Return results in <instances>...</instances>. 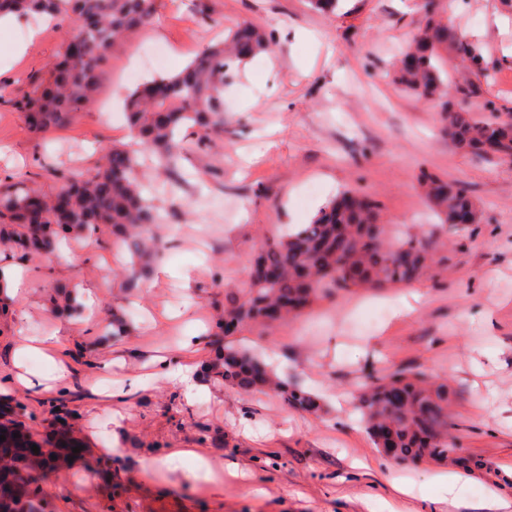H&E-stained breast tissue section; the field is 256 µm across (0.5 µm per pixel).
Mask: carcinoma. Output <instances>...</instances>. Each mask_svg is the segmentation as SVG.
<instances>
[{
    "mask_svg": "<svg viewBox=\"0 0 512 512\" xmlns=\"http://www.w3.org/2000/svg\"><path fill=\"white\" fill-rule=\"evenodd\" d=\"M412 41L404 56L419 51V65L406 70L394 65L401 90L441 103L442 130L459 149L480 159L512 161V114L502 113L486 97L480 116L471 100L481 85L465 81L456 98L446 99L448 59L469 63L484 75L482 54L472 42L448 27L436 0H425ZM154 0H0V18L48 16L63 31L59 61L34 72L28 89L13 106L28 116L32 130L42 134L68 122L75 109L94 100L100 69L112 45L128 33L146 27ZM272 33L247 23L229 32L224 41L203 48L179 73L161 75L128 94L127 121L137 148L109 149L103 162L89 173H55L56 193L16 180L0 186V242L23 254L52 248L57 232L83 234L97 224L112 225V235L127 248L130 260L123 277L136 288L150 275L149 259L158 251L153 228L168 221L145 196L146 172L140 153L150 152L159 170H175L186 154L177 140L183 126L203 136L224 132V85L228 71L267 52ZM427 198L439 223L468 211L479 222V211L467 185L452 179L426 180ZM437 246L423 236L390 229L379 221L376 202L350 189L318 209L311 221L286 230L262 248L254 270L240 288L224 289V313L210 327L212 343L221 346L206 366L208 376L242 392H273L293 408L317 414L319 400L294 380L277 376L239 333L269 326L268 312L281 309L280 319L300 315L323 299L358 288L406 287L417 282L434 262ZM281 275L268 280L265 270ZM457 392L448 381L418 371L395 369L370 374L360 388L356 408L382 455L400 466L424 462L451 463L464 470L495 474L484 460L464 458L448 415ZM0 512H45L43 497L31 489L15 464L25 462L32 473L51 458L34 462V442L0 429Z\"/></svg>",
    "mask_w": 512,
    "mask_h": 512,
    "instance_id": "obj_1",
    "label": "carcinoma"
}]
</instances>
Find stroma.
Masks as SVG:
<instances>
[{
    "instance_id": "obj_1",
    "label": "stroma",
    "mask_w": 512,
    "mask_h": 512,
    "mask_svg": "<svg viewBox=\"0 0 512 512\" xmlns=\"http://www.w3.org/2000/svg\"><path fill=\"white\" fill-rule=\"evenodd\" d=\"M417 4L341 0L328 20L308 0H155L154 21L112 46L96 103L65 125L37 136L0 104V179L22 177L50 194L55 172L92 170L107 149L133 145L122 100L153 76L138 66L144 45L166 48L172 74L239 24L275 37L272 51L232 70L223 134L190 136L179 173H152L146 192L171 217L142 287H126L129 255L108 224L51 254L0 251V266L24 283L0 309V423L20 419L36 441L59 431L83 447L40 472L48 512H369L375 497L396 512H431L438 467L386 460L355 409L365 376L399 368L447 379L460 393L450 409L460 448L512 472V162L457 150L439 113L389 79L396 49L415 31ZM447 20L479 46L485 95L512 113V7L456 0ZM11 28L21 37L0 40V92L14 97L31 72L55 62L60 36L46 20ZM425 173L466 182L481 219L435 226L443 248L419 282L341 294L243 333L253 348H271L277 371L302 379L327 414L204 381L188 402L177 385L154 379L159 356L201 367L225 287L242 285L263 246L284 226L309 223L339 191L363 190L379 201L384 223L422 234ZM60 286L92 293L96 320L52 311L48 296ZM410 298L416 314L395 317ZM376 305L386 307L385 320L351 333V320ZM116 309L133 329L103 338L99 320ZM52 335L60 340L53 359L22 356L24 344ZM56 359L74 370L70 398L58 385L38 396L16 391L18 374L53 378ZM90 381L102 382L103 394L91 396ZM201 457L219 475L198 469ZM395 479L411 494L397 497Z\"/></svg>"
}]
</instances>
